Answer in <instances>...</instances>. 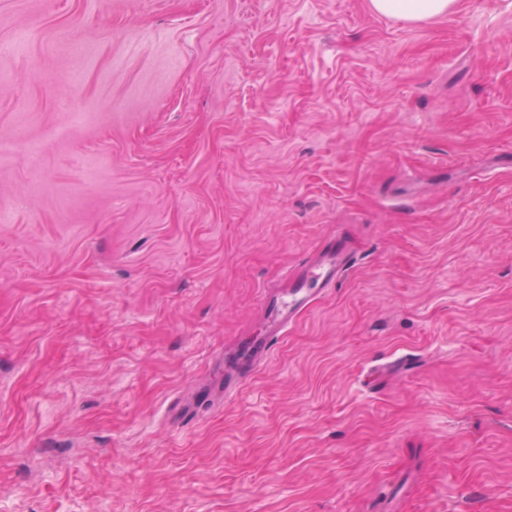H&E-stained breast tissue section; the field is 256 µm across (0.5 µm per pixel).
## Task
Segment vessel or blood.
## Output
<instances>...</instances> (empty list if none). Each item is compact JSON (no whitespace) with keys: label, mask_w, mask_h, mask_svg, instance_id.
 Here are the masks:
<instances>
[{"label":"vessel or blood","mask_w":512,"mask_h":512,"mask_svg":"<svg viewBox=\"0 0 512 512\" xmlns=\"http://www.w3.org/2000/svg\"><path fill=\"white\" fill-rule=\"evenodd\" d=\"M352 260L347 240L336 239L324 246L317 261L304 267L284 293H270L264 299L265 336L253 344L240 345L234 360L225 366L224 388L238 389L251 376L255 365L265 358L274 339L319 291L334 287Z\"/></svg>","instance_id":"obj_1"}]
</instances>
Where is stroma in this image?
I'll use <instances>...</instances> for the list:
<instances>
[{
    "mask_svg": "<svg viewBox=\"0 0 512 512\" xmlns=\"http://www.w3.org/2000/svg\"><path fill=\"white\" fill-rule=\"evenodd\" d=\"M20 29L0 512H512V0H0ZM454 4L455 0H370L375 13L411 22L445 15ZM352 261L347 240L342 236L324 246L317 261L304 267L284 293H269L264 299L265 336L258 343H241L234 360L225 365L224 392L238 389L252 375L253 368L268 355L271 342L311 301L313 294L333 288Z\"/></svg>",
    "mask_w": 512,
    "mask_h": 512,
    "instance_id": "35a3bbf8",
    "label": "stroma"
}]
</instances>
